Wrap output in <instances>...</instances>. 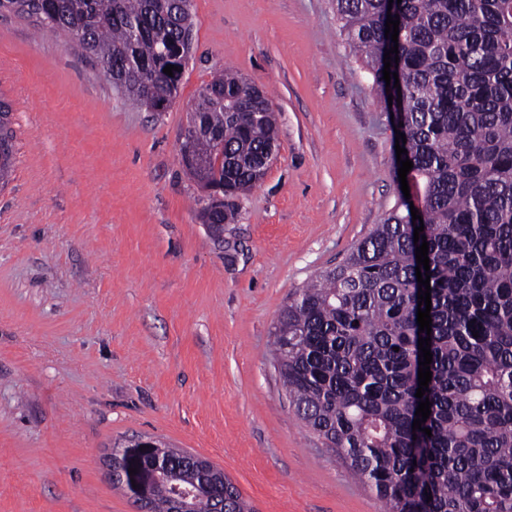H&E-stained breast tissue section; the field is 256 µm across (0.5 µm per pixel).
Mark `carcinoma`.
I'll return each instance as SVG.
<instances>
[{"instance_id": "cac0c4a2", "label": "carcinoma", "mask_w": 512, "mask_h": 512, "mask_svg": "<svg viewBox=\"0 0 512 512\" xmlns=\"http://www.w3.org/2000/svg\"><path fill=\"white\" fill-rule=\"evenodd\" d=\"M348 44L383 101L413 162L430 260L431 332L417 323L419 283L411 212L395 201L383 223L343 263L312 277L283 307L276 364L298 416L375 491L385 512H512V0H402L398 62L383 79L384 0H335ZM42 16L44 30L78 36L106 78L135 106L157 111L182 78L163 72L164 51L193 32L190 0H0V12ZM201 130L180 155L198 184L224 188V210L200 217L219 235L265 175L278 124L265 92L232 70L217 72L194 103ZM10 107L0 102V187L13 164ZM224 136L218 149L213 133ZM478 337H473V334ZM431 337V414L412 430L420 399L418 338ZM431 429L427 436L422 429ZM150 457L112 449L126 480L148 459L201 481L193 454L153 441ZM137 469L134 475L129 469ZM229 512H252L217 468ZM171 490L150 493L170 512ZM432 500H427V496Z\"/></svg>"}]
</instances>
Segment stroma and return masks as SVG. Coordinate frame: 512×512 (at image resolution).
<instances>
[{
  "instance_id": "1",
  "label": "stroma",
  "mask_w": 512,
  "mask_h": 512,
  "mask_svg": "<svg viewBox=\"0 0 512 512\" xmlns=\"http://www.w3.org/2000/svg\"><path fill=\"white\" fill-rule=\"evenodd\" d=\"M163 112L69 36L0 12L15 163L0 190V512H137L113 448L150 437L222 469L255 512H382L297 415L283 306L398 196L391 114L333 0H192ZM237 71L278 116L275 158L213 235L179 154L198 90Z\"/></svg>"
}]
</instances>
